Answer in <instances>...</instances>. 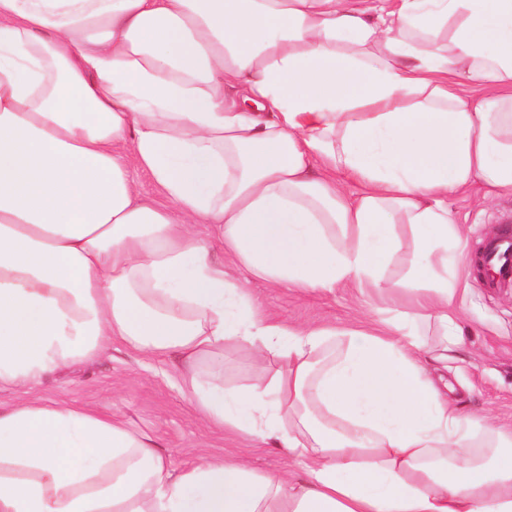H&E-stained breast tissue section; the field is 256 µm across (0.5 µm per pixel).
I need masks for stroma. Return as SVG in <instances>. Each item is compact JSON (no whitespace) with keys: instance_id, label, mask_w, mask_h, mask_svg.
<instances>
[{"instance_id":"35a3bbf8","label":"stroma","mask_w":512,"mask_h":512,"mask_svg":"<svg viewBox=\"0 0 512 512\" xmlns=\"http://www.w3.org/2000/svg\"><path fill=\"white\" fill-rule=\"evenodd\" d=\"M448 208L463 225L466 266L461 273L462 342L450 353L443 374L448 396L464 412L489 417L512 430V288H485L472 263L483 238L512 228V192L490 193L482 183L448 197ZM255 304L277 314L288 326L362 327L375 317L370 300L347 286L333 292L249 285ZM274 364L232 347L224 350V380L240 386L270 375ZM178 361L172 356L135 353L120 343L94 361L47 376L38 393L49 401L76 400L123 415L155 437L173 466L201 457L238 455L260 471H288L292 463L280 449L258 440L230 437L206 428L179 388Z\"/></svg>"}]
</instances>
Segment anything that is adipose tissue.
I'll use <instances>...</instances> for the list:
<instances>
[{
  "mask_svg": "<svg viewBox=\"0 0 512 512\" xmlns=\"http://www.w3.org/2000/svg\"><path fill=\"white\" fill-rule=\"evenodd\" d=\"M476 181L512 191V0H0V391L27 392L0 404V512H512V432L428 367L461 341L445 200ZM249 278L395 302L291 328ZM115 341L299 473L176 470L29 395ZM228 345L278 366L227 386Z\"/></svg>",
  "mask_w": 512,
  "mask_h": 512,
  "instance_id": "1",
  "label": "adipose tissue"
}]
</instances>
